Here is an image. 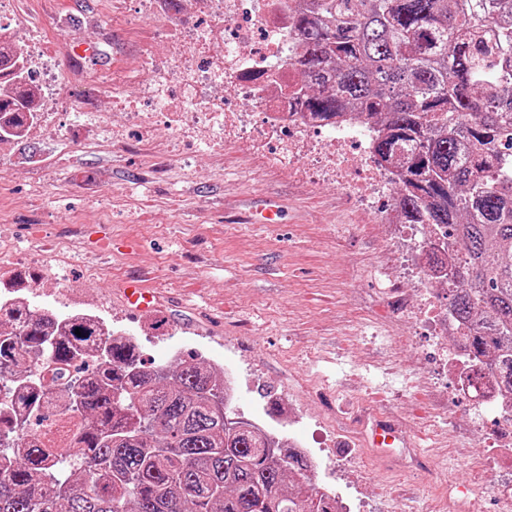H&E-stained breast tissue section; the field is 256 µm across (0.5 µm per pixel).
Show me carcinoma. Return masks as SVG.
Here are the masks:
<instances>
[{"label": "carcinoma", "instance_id": "carcinoma-1", "mask_svg": "<svg viewBox=\"0 0 512 512\" xmlns=\"http://www.w3.org/2000/svg\"><path fill=\"white\" fill-rule=\"evenodd\" d=\"M292 26L297 102L321 122L354 110L374 127L402 223L442 226L461 252L448 296L462 339L503 346L488 370L512 389V0H308ZM18 63L1 40L0 73ZM14 78L0 121L18 141L34 94L25 71ZM4 324L0 383L16 378L5 397L29 419L0 416V512H336L304 452L229 411L215 368L147 365L95 315L0 303ZM33 352L73 368L60 388L87 421L51 467V449L9 442L48 419Z\"/></svg>", "mask_w": 512, "mask_h": 512}]
</instances>
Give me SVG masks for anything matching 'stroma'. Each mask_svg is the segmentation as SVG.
<instances>
[{
    "instance_id": "stroma-1",
    "label": "stroma",
    "mask_w": 512,
    "mask_h": 512,
    "mask_svg": "<svg viewBox=\"0 0 512 512\" xmlns=\"http://www.w3.org/2000/svg\"><path fill=\"white\" fill-rule=\"evenodd\" d=\"M19 41L37 31L52 88L56 136L28 135L0 160V225L9 249L38 241L67 281L69 300L39 290L31 305L68 314L89 300L113 330L132 334L149 365L193 354L240 380L230 409L281 437L303 441L318 488L361 490L378 512H428L466 485L485 444L472 439L469 403L437 391L428 338L386 294V277L418 262L426 240L389 237L384 216L396 189L361 203L335 183L297 178L225 144L159 152L134 131L103 147L120 122V92L146 78L142 56L165 47L136 7L112 0H22ZM281 199V223H254L265 198ZM142 275L160 294L154 318L128 309L120 285ZM412 336L413 345L398 344ZM452 414L453 423L440 419ZM398 440L386 457L371 446L378 421ZM422 458L401 472L407 449Z\"/></svg>"
}]
</instances>
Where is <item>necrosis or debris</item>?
Returning <instances> with one entry per match:
<instances>
[{
	"mask_svg": "<svg viewBox=\"0 0 512 512\" xmlns=\"http://www.w3.org/2000/svg\"><path fill=\"white\" fill-rule=\"evenodd\" d=\"M298 0H190L189 22L176 26L167 38V50L146 62L148 78L134 94L123 97L126 125L142 135L159 127L175 129L179 146L207 145L222 150L235 144L249 154L261 155L266 164H289L293 173L317 182L342 185L361 200L378 193L390 177L378 166L354 167V156H369L374 131L358 113L350 112L333 124H324L300 111L289 95L296 74L289 64L294 41L290 28ZM221 17L218 27L208 19ZM193 46L194 63L175 68L185 46ZM250 99L251 110H226L227 95ZM189 104L198 112L186 113ZM31 262L19 261L11 252H0V295L19 301L33 288H47L67 296L68 286L38 244H31ZM419 287L406 315L428 333L435 347L447 346L463 327L436 300L432 279L419 274ZM451 388L481 408L469 416L474 438L484 436L485 415L496 420L492 447L497 456H481L472 466L474 495L457 493L448 498V512H482L484 498H494L503 512H512V470L502 469L500 459L512 457V394L502 391L488 374L477 372L464 347L441 357Z\"/></svg>",
	"mask_w": 512,
	"mask_h": 512,
	"instance_id": "4bbe7bcc",
	"label": "necrosis or debris"
}]
</instances>
